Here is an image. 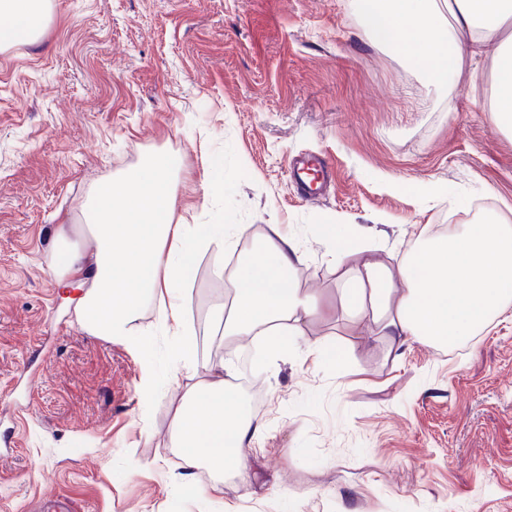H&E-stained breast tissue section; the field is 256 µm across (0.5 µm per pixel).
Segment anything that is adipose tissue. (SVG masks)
Segmentation results:
<instances>
[{
  "label": "adipose tissue",
  "mask_w": 512,
  "mask_h": 512,
  "mask_svg": "<svg viewBox=\"0 0 512 512\" xmlns=\"http://www.w3.org/2000/svg\"><path fill=\"white\" fill-rule=\"evenodd\" d=\"M49 0H0V49L34 39ZM364 32L393 47L435 85L447 83L464 57L495 63L493 121L512 130V0H360ZM171 161L148 158L126 178L97 186L86 213L96 242L92 254L69 253L64 268L86 292L82 327L114 340L138 337L150 348L138 320L145 304L160 308L165 329L178 336L177 369H190L192 347L183 336V297L178 288L192 260L186 227L172 224ZM342 271L339 308L303 288L295 274L303 252L294 234L274 232L230 280L224 339L266 336L276 347L304 335L312 323L342 313L361 342L381 339L401 349L412 341L452 347L489 325L512 293V226L480 219L445 234H419L397 266L351 251L350 232L338 224L321 229ZM208 380L188 386L172 423V438L186 469L247 476L248 449L260 430L224 377L223 363L208 366Z\"/></svg>",
  "instance_id": "1"
}]
</instances>
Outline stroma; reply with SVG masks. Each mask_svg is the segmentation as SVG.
<instances>
[{"instance_id":"stroma-1","label":"stroma","mask_w":512,"mask_h":512,"mask_svg":"<svg viewBox=\"0 0 512 512\" xmlns=\"http://www.w3.org/2000/svg\"><path fill=\"white\" fill-rule=\"evenodd\" d=\"M493 101L491 58L433 86L365 37L358 0H50L42 33L0 50V512L54 491L77 512H512V305L453 348L359 346L340 316L283 352L229 347L230 256L206 240L213 224L293 232L301 285L334 303L319 225L362 230L351 246L389 265L483 201L512 225ZM307 153L332 165L314 201L288 169ZM152 155L173 162L172 221L192 238L197 377L224 360L265 403L248 479L208 501L195 490L213 474L184 473L172 445L173 337L144 352L89 334L82 289L54 274L60 225L93 252L92 189Z\"/></svg>"}]
</instances>
